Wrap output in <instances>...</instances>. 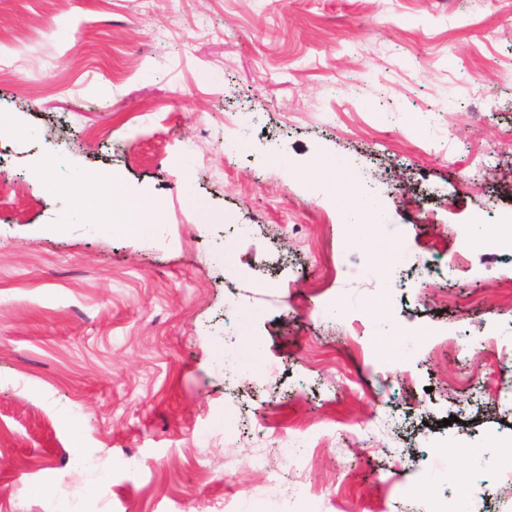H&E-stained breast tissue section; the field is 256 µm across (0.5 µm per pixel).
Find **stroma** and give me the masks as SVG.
<instances>
[{
	"label": "stroma",
	"mask_w": 512,
	"mask_h": 512,
	"mask_svg": "<svg viewBox=\"0 0 512 512\" xmlns=\"http://www.w3.org/2000/svg\"><path fill=\"white\" fill-rule=\"evenodd\" d=\"M0 121V512H512V0H0ZM112 195V209L106 222L98 224L112 232H137L155 228L152 224L153 207L146 200L129 194L120 174L113 173L107 182ZM345 188L343 195L335 196L334 204L343 224L351 226L354 235L362 234L369 226L385 224L380 219L384 207L378 197L363 192L355 185H347Z\"/></svg>",
	"instance_id": "stroma-1"
}]
</instances>
